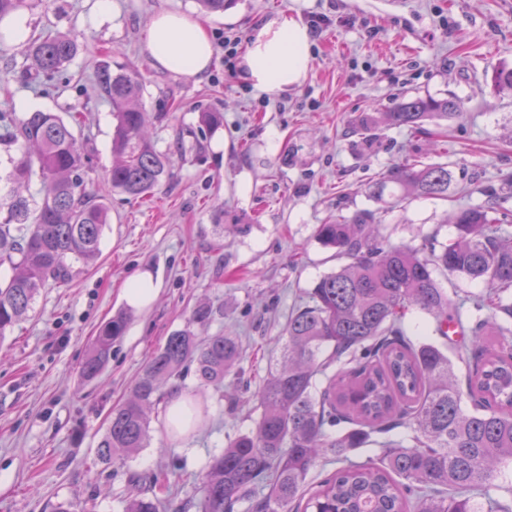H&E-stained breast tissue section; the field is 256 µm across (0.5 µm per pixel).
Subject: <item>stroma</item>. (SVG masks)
<instances>
[{
    "mask_svg": "<svg viewBox=\"0 0 512 512\" xmlns=\"http://www.w3.org/2000/svg\"><path fill=\"white\" fill-rule=\"evenodd\" d=\"M198 14L196 0H29L31 32H77L83 49L65 86L41 94L26 73L23 49L0 42V111H82L92 141L85 179L105 191L112 166V108L96 95L102 52L112 64L140 70L141 104L154 120L149 135L169 154L174 175L148 201L115 193L101 255L75 266L64 284H48L32 312L0 341V512H124L134 474L173 465L187 475L165 512H196L201 470L228 437L259 417L253 403L230 407L223 388L199 387L193 371L163 385L200 390L211 419L173 441L162 408L150 419V440L132 457L101 462L97 447L114 407L129 394L153 351L186 326L202 302L221 314L205 336L239 337L246 374L264 376L280 353L279 336L305 291L337 266L316 238L328 218L373 211L393 244L447 240L446 217L463 204L497 203L512 234V93L497 92L492 72L512 66V0H226L203 17L214 47L208 71L185 77L157 69L144 31L155 12ZM281 15L303 22L323 16L312 35L306 82L279 92L256 91L242 69H228L224 39L249 45ZM452 96L458 116L447 125L378 126L371 148L352 132L361 116L393 110L403 96ZM204 110L224 114L217 130L199 129ZM417 156L447 165L454 176L445 200L417 197L388 209L372 183L388 166ZM223 232H216V225ZM147 274L159 285L148 307H129V279ZM129 315L124 336L92 381L81 374L101 323Z\"/></svg>",
    "mask_w": 512,
    "mask_h": 512,
    "instance_id": "stroma-1",
    "label": "stroma"
}]
</instances>
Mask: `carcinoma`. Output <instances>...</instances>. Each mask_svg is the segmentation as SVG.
<instances>
[{"label":"carcinoma","instance_id":"carcinoma-1","mask_svg":"<svg viewBox=\"0 0 512 512\" xmlns=\"http://www.w3.org/2000/svg\"><path fill=\"white\" fill-rule=\"evenodd\" d=\"M80 47L67 34L28 38L34 79L58 88ZM492 81L512 91V67L494 68ZM96 85L115 119L109 188L148 197L170 179L172 162L146 136L148 115L138 104L144 78L103 59ZM457 108L453 97L410 96L392 112L364 116L359 131L444 123ZM78 125L57 112H0V145L9 153L0 180L13 186L0 201V338L28 316L49 281H67L74 265L88 266L101 253L111 207L85 184L88 140ZM13 146L20 156L10 155ZM451 182L447 166L411 156L380 173L372 194L390 196L397 207L420 196L446 199ZM450 223L448 241L432 238L421 247L389 243L368 210L318 225L317 239L348 262L315 282L288 316L278 366L254 391L242 376L239 337H201L192 329L216 314L197 305L112 410L99 459L146 447L156 393L192 366L203 387L237 376L236 396L260 410L253 428L209 456L198 512H237L243 503L247 512H298L302 505L309 512H512L492 495L502 469L512 466V238L492 203L461 206ZM439 274L465 276L483 291L457 304ZM412 310L433 318L443 342L414 344L404 327ZM126 326L122 314L100 326L82 366L86 380L100 376ZM207 413L188 396L172 436L196 431ZM398 426L410 429L407 440L388 437ZM369 446L379 448L376 458L348 459ZM320 462L341 467L309 495L307 478ZM162 506L156 495L137 494L126 512Z\"/></svg>","mask_w":512,"mask_h":512}]
</instances>
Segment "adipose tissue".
Wrapping results in <instances>:
<instances>
[{
    "instance_id": "obj_1",
    "label": "adipose tissue",
    "mask_w": 512,
    "mask_h": 512,
    "mask_svg": "<svg viewBox=\"0 0 512 512\" xmlns=\"http://www.w3.org/2000/svg\"><path fill=\"white\" fill-rule=\"evenodd\" d=\"M146 44L154 66L177 75H200L213 58L205 24L181 12L155 14L146 28ZM312 46L309 29L300 19L283 16L267 23L243 57L247 80L261 92L301 86L309 73Z\"/></svg>"
}]
</instances>
